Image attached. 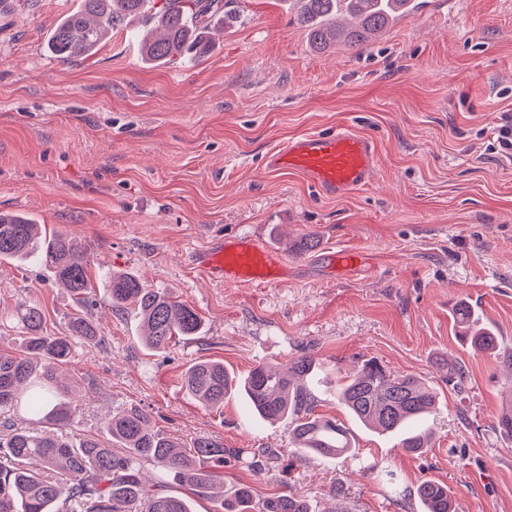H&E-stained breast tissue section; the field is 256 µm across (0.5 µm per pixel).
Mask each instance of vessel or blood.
<instances>
[{
    "mask_svg": "<svg viewBox=\"0 0 512 512\" xmlns=\"http://www.w3.org/2000/svg\"><path fill=\"white\" fill-rule=\"evenodd\" d=\"M268 171L299 174L327 199L345 197L368 185L379 165L375 140L340 125L335 130L308 132L271 149L264 158ZM191 260L216 282L276 284L286 264L282 253L248 238L220 239Z\"/></svg>",
    "mask_w": 512,
    "mask_h": 512,
    "instance_id": "b4317fda",
    "label": "vessel or blood"
}]
</instances>
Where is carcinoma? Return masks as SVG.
<instances>
[{
  "mask_svg": "<svg viewBox=\"0 0 512 512\" xmlns=\"http://www.w3.org/2000/svg\"><path fill=\"white\" fill-rule=\"evenodd\" d=\"M232 0H160L146 10L147 0H80L78 9L63 16L51 30L48 50L63 61L93 55L112 34L127 28L129 19L150 25L141 53L157 63L179 64L193 52H205L203 34L210 18L229 13ZM420 6L418 0H301L297 21L308 41L324 49L330 45L363 47L386 32L396 16ZM86 249L68 234L40 235L39 225L23 214H0V258H36L48 267L79 302L94 304L86 275ZM112 309L132 310L143 332L139 340L152 351H164L176 337L201 334L203 320L192 306L172 294L150 288L128 273L109 277ZM43 312L29 305L20 313L24 330L20 349L0 352V411L18 410L15 419L0 423V512H194L193 498H217L214 512H315L311 503L293 492L261 502L252 487L236 484L217 496L224 468L242 462L245 450L226 448L209 437L185 444L153 425L142 408H124L105 417L107 440L75 443L61 430L70 425L68 403L58 399V367L73 354V340L93 341L95 331L81 315L72 318L69 333L46 336ZM454 320L475 349L494 352L498 337L489 329H473L471 307L461 303ZM316 369L315 359L302 355L283 372L258 365L239 379L212 359L193 362L184 374L189 395L209 408L224 405L227 394L241 392L254 412L275 422L291 419L290 442L297 455L330 459L350 451L347 430L313 414L315 395L304 378ZM338 398L361 423L385 433L400 432L401 448L419 456L429 448L427 434L405 431L435 404L434 392L414 375H395L374 360L349 376ZM151 463L159 478L145 484L142 466ZM175 481L188 495L160 490ZM423 512H457L450 488L425 480L416 489Z\"/></svg>",
  "mask_w": 512,
  "mask_h": 512,
  "instance_id": "1",
  "label": "carcinoma"
}]
</instances>
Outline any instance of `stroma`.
Here are the masks:
<instances>
[{"instance_id": "1", "label": "stroma", "mask_w": 512, "mask_h": 512, "mask_svg": "<svg viewBox=\"0 0 512 512\" xmlns=\"http://www.w3.org/2000/svg\"><path fill=\"white\" fill-rule=\"evenodd\" d=\"M79 3L0 6V213L78 239L97 304L81 309L37 260H0V351L20 344L21 305L42 309L50 335L84 313L99 341L78 342L62 372L71 434L103 437L105 415L137 406L186 441L273 450L261 472L224 471L225 486L250 484L259 501L291 491L316 512H421L416 488L431 479L458 512H512V441L496 425L512 405V160L489 148L499 113L512 112V0H423L375 43L324 52L310 48L296 0H234L235 19L209 24L208 52L174 66L145 64L132 29L87 59L54 58L47 36ZM341 124L378 144L363 190L324 199L265 169L273 146ZM220 235L280 250L284 281L208 279L191 255ZM304 237L317 247L291 250ZM338 253L357 266L334 265ZM113 272L194 307L201 336L144 349L137 317L111 307ZM461 302L499 351L460 337ZM303 354L317 365L314 412L348 428L351 454L301 460L290 421H261L237 393L204 408L182 384L198 359L242 377ZM371 358L436 392L423 455L340 405L338 384ZM451 361L466 371L457 388Z\"/></svg>"}]
</instances>
